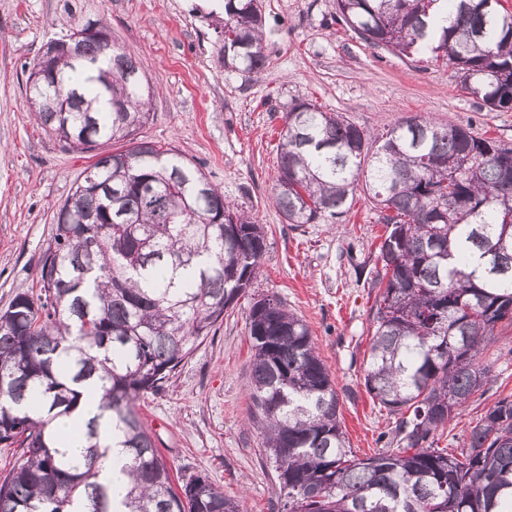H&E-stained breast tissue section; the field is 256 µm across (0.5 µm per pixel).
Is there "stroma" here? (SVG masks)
Segmentation results:
<instances>
[{
  "label": "stroma",
  "mask_w": 512,
  "mask_h": 512,
  "mask_svg": "<svg viewBox=\"0 0 512 512\" xmlns=\"http://www.w3.org/2000/svg\"><path fill=\"white\" fill-rule=\"evenodd\" d=\"M270 65L252 75L224 64L220 0H0V310L39 294V260L56 207L89 165L65 150L26 105L29 65L43 45L89 21L134 53L151 91L140 139L176 147L235 206L253 214L267 247L253 295L276 296L308 324L339 397L343 429L363 456L394 418L363 385L372 337L376 248L385 226L364 191L335 222L295 226L273 196L288 105L310 99L373 141L404 118L452 120L512 145V111L490 112L451 67L368 46L336 16L335 0H263ZM248 298L227 309L167 388L136 407L161 453L182 474L206 477L240 512H278V482L248 421ZM512 327L495 330L485 358L493 378L448 423L439 447H462L484 409L512 394Z\"/></svg>",
  "instance_id": "1"
}]
</instances>
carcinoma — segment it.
I'll use <instances>...</instances> for the list:
<instances>
[{"label":"carcinoma","instance_id":"1","mask_svg":"<svg viewBox=\"0 0 512 512\" xmlns=\"http://www.w3.org/2000/svg\"><path fill=\"white\" fill-rule=\"evenodd\" d=\"M336 16L373 48L451 67L487 111H512V12L500 0H336ZM264 21L261 0H224L233 67L268 66ZM140 81L129 52L94 38L55 57L33 90L39 124L94 161L56 209L41 294L0 311V446L22 449L0 478V512H77V499L83 512H116L98 481V417L82 424L80 459L49 429L80 411L76 385L93 377L129 454L121 512H239L211 483L196 486L203 477H172L134 402L161 390L252 286L266 234L182 153L138 138L150 118ZM120 141L128 148L102 152ZM369 141L345 116L294 101L274 199L286 223L319 224L345 212L362 180L379 209L364 386L395 425L357 456L309 326L274 296L254 301L249 412L280 510L512 512V396L463 447L436 444L490 381L487 339L512 326V146L421 116L374 151Z\"/></svg>","mask_w":512,"mask_h":512}]
</instances>
